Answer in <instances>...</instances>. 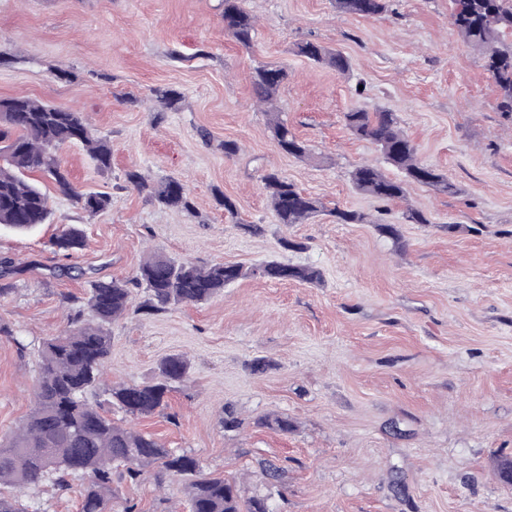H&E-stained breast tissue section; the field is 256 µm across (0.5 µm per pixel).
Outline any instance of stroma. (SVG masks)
<instances>
[{
  "label": "stroma",
  "mask_w": 512,
  "mask_h": 512,
  "mask_svg": "<svg viewBox=\"0 0 512 512\" xmlns=\"http://www.w3.org/2000/svg\"><path fill=\"white\" fill-rule=\"evenodd\" d=\"M219 0H0V98L26 95L81 111L112 146V167L86 151L58 156L73 183L110 206L92 214L47 186L52 217L27 233L0 226V438L32 408L39 341L63 325L93 280L132 276L150 252L200 265L256 266L279 258L318 268L321 285L242 280L203 304L112 323L113 384L151 381L159 360L182 354L190 380L167 407L134 422L171 448L196 453L208 472L265 495L274 512H512L497 478L512 460V117L476 50L453 25L449 0H398L393 15L344 14L334 0H245L258 20L252 49L224 34ZM315 39L351 61L340 74L294 52ZM288 70L283 119L312 156L280 152L256 101V66ZM157 87L179 90L158 111ZM396 112L420 160L446 173L456 194L412 186L383 204L350 180L375 147L344 123L353 109ZM238 143L228 159L221 142ZM275 168L331 208L366 224L319 215L274 223L260 181ZM185 180L192 210L168 208L127 185ZM263 225L228 223L217 196ZM426 224H408L406 207ZM397 225L396 252L377 221ZM69 225L87 247L72 258L51 239ZM305 243L286 252L280 238ZM271 364L253 372L252 359ZM243 419L224 429V408ZM289 418L281 433L258 426ZM283 469L279 482L264 466ZM27 512H79V492L51 483L26 490Z\"/></svg>",
  "instance_id": "35a3bbf8"
}]
</instances>
